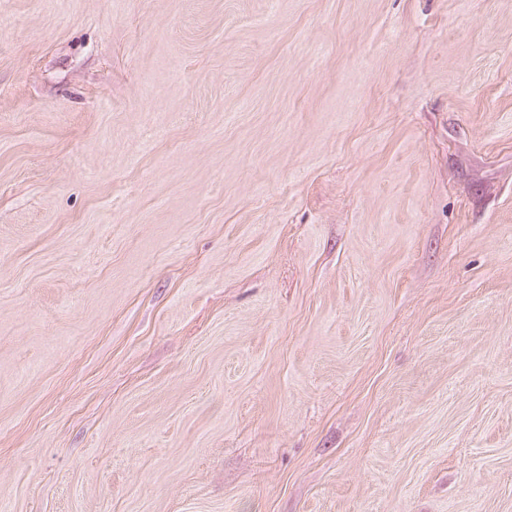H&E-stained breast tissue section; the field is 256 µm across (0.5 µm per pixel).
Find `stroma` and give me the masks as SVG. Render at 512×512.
<instances>
[{
  "label": "stroma",
  "instance_id": "stroma-1",
  "mask_svg": "<svg viewBox=\"0 0 512 512\" xmlns=\"http://www.w3.org/2000/svg\"><path fill=\"white\" fill-rule=\"evenodd\" d=\"M0 512H512V0H0Z\"/></svg>",
  "mask_w": 512,
  "mask_h": 512
}]
</instances>
